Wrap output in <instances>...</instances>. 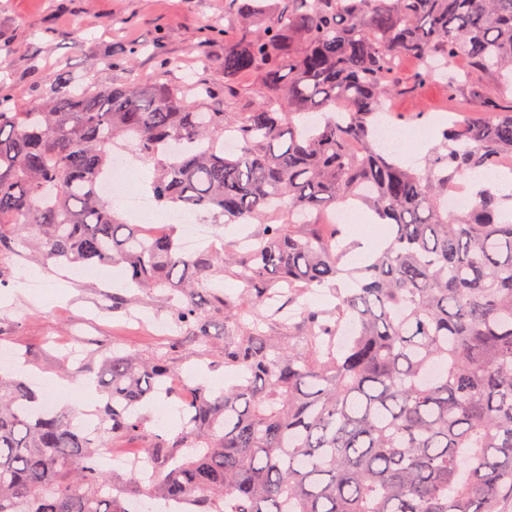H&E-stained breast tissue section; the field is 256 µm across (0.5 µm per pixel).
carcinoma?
<instances>
[{"instance_id": "carcinoma-1", "label": "carcinoma", "mask_w": 512, "mask_h": 512, "mask_svg": "<svg viewBox=\"0 0 512 512\" xmlns=\"http://www.w3.org/2000/svg\"><path fill=\"white\" fill-rule=\"evenodd\" d=\"M224 99L167 76L92 85L57 75L38 106L0 109V279L32 249L72 266L118 264L126 285L172 296L171 335L209 341L198 291L231 277L221 358L238 382L198 400L175 438L148 439L140 407L174 374L160 353H118L100 376L97 433L0 377V512H131L111 493L99 433L142 444L159 502L191 512H509L512 508V192L448 194L512 157V0H224ZM464 56L468 71L451 73ZM420 65L408 81L401 60ZM491 74L420 167L380 147L384 103L428 82ZM260 78L258 87L242 82ZM239 140L224 153V131ZM128 147L159 211L256 224L247 247L187 255L175 231L141 235L101 194ZM389 227L360 266L345 203ZM303 305L286 336L273 301ZM352 324L346 346H332Z\"/></svg>"}]
</instances>
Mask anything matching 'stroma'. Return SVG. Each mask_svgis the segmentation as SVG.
Wrapping results in <instances>:
<instances>
[{"mask_svg": "<svg viewBox=\"0 0 512 512\" xmlns=\"http://www.w3.org/2000/svg\"><path fill=\"white\" fill-rule=\"evenodd\" d=\"M223 22L224 0H0V44L12 49L0 70V95L7 107L29 109L39 102L44 84L61 71L109 85L147 81L171 70L209 85L208 107L220 112L224 71L218 60L224 40L208 38L206 28ZM120 45L140 46L134 66H104V58ZM471 99L470 86L451 90L441 82L426 84L417 95L394 98V124L414 141L410 156L427 158L448 119L462 118L459 103ZM116 289L107 265L85 271L15 258L0 279V350L14 352L18 361L0 373L27 378L38 391L50 376L72 382L98 379L104 356L114 350L141 358L159 354L164 339L144 321L165 313L164 293L144 298L128 289L127 307L116 309ZM58 336L71 341L79 359L58 349ZM220 344L217 336L208 346L184 338L169 363L183 374L192 368L220 372L225 384H233Z\"/></svg>", "mask_w": 512, "mask_h": 512, "instance_id": "1", "label": "stroma"}]
</instances>
